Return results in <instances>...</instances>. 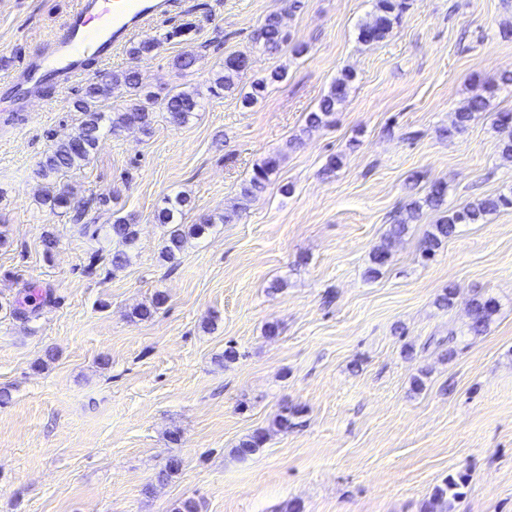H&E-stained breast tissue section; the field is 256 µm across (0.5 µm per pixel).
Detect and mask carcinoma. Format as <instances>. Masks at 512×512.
Listing matches in <instances>:
<instances>
[{"label": "carcinoma", "mask_w": 512, "mask_h": 512, "mask_svg": "<svg viewBox=\"0 0 512 512\" xmlns=\"http://www.w3.org/2000/svg\"><path fill=\"white\" fill-rule=\"evenodd\" d=\"M409 0H374L373 12L369 21L359 28V36L366 44L378 43L385 40L392 32L393 25L399 17L409 9ZM254 48L267 53L277 54L288 45L289 36L282 24L281 14L271 13L256 28L251 36ZM249 56L245 53L230 54L224 57L222 72L213 80L210 89L223 90L227 93L237 88L240 74L248 68ZM283 77L280 71H273L269 76L255 80L251 91L240 96L244 107L251 106L263 94L267 86ZM355 75L350 70H342L333 81L328 93L319 101L317 107L306 114L305 130L316 129L333 116L347 98ZM141 77L136 70L114 72L98 81L89 84L81 99L74 104L75 110L82 113V119L75 131L67 138L56 142L38 163L37 176L47 179L59 177L87 164L98 147L103 122L112 124V133L118 134L125 130L137 129L141 132L150 128L155 110L166 114V119L173 125L187 122L190 114L201 107L199 97L194 91L182 90L168 95L159 102L151 95L141 94ZM124 91L129 97V103L121 112L105 116L101 112L102 103L112 99L115 90ZM488 107V100L483 95L470 98L466 105L455 113L451 126L444 129L448 137L464 132L478 114ZM495 127L501 135V154L506 159L512 158V112L503 111L496 114ZM279 159L269 156L252 169L251 176L241 189V202L222 218L229 222L246 210L248 203L262 193L270 177L276 172ZM448 196V184L435 181L430 184L428 193L423 200H413L406 204L400 217L390 225L385 239L377 245L370 259L371 265L365 271L369 280L378 278L391 258V246L403 237L409 224L420 220L422 208L427 206L432 210L442 212V215L432 225L419 248L422 261L432 260L442 244L448 241L456 232L459 224H483L488 217L502 210L512 209V189L487 195L477 201L467 203L457 209H446L444 204ZM111 197L106 194L92 195L85 200L74 201L70 192L58 188L56 183L46 187L43 204L51 211L66 217V223L81 227L84 233L96 234V220L108 211ZM190 201L183 196H175L165 202V206L155 215L157 223L167 227L161 253L171 265H176L179 255L192 239H200L208 234L215 220L209 215H201L193 224L181 223V217L189 206ZM112 238L121 248L110 253V265L118 270L130 262V254L137 247L138 231L136 225L127 217H117L110 224ZM47 299L36 300L27 295L23 301H17L10 306V315L17 321L25 323L37 313L40 305ZM166 303V296L157 292L149 304H141L132 309L129 318L144 320ZM497 312L496 301L492 298L474 297L469 303V322L467 331L473 336L485 333ZM300 410L296 407H285L275 417L274 425L281 430L295 426L294 419ZM267 440L264 430L256 431L242 440L235 448V453L246 459L263 447ZM470 475L458 471L448 475L442 483L436 486L430 496L423 501L421 512H456L457 505L465 495V488Z\"/></svg>", "instance_id": "1"}]
</instances>
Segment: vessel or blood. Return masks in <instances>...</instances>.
Masks as SVG:
<instances>
[{
    "label": "vessel or blood",
    "instance_id": "1",
    "mask_svg": "<svg viewBox=\"0 0 512 512\" xmlns=\"http://www.w3.org/2000/svg\"><path fill=\"white\" fill-rule=\"evenodd\" d=\"M172 0H78L42 50L18 74L0 78V103L27 111L48 81L65 87L88 76V58L110 60L148 22L165 18Z\"/></svg>",
    "mask_w": 512,
    "mask_h": 512
}]
</instances>
